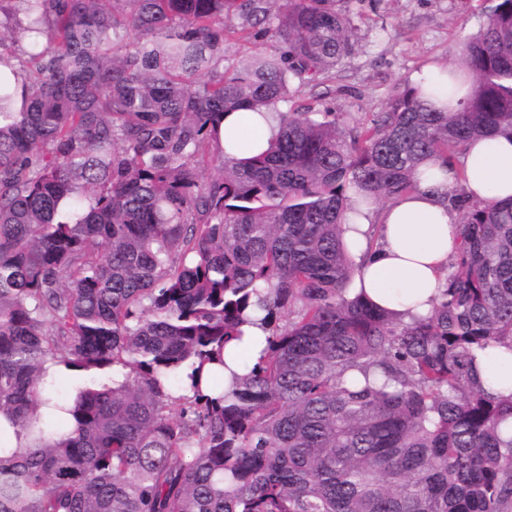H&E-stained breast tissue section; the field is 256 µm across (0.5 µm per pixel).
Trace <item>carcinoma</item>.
<instances>
[{
    "label": "carcinoma",
    "instance_id": "carcinoma-1",
    "mask_svg": "<svg viewBox=\"0 0 512 512\" xmlns=\"http://www.w3.org/2000/svg\"><path fill=\"white\" fill-rule=\"evenodd\" d=\"M336 2L0 0L25 74L0 84V512H512V199L450 197L408 321L348 293L341 230L512 132V0L463 44L458 111L412 86L352 127L279 109L352 53ZM231 14L274 44L225 68ZM241 109L278 118L256 155L220 143ZM50 364L90 380L63 396ZM268 332L261 322L245 327V343L237 348L240 358L255 362L259 357V351L264 345L265 336Z\"/></svg>",
    "mask_w": 512,
    "mask_h": 512
}]
</instances>
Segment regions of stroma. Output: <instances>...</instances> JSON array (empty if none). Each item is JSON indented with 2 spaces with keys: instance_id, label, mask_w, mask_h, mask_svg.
<instances>
[{
  "instance_id": "1",
  "label": "stroma",
  "mask_w": 512,
  "mask_h": 512,
  "mask_svg": "<svg viewBox=\"0 0 512 512\" xmlns=\"http://www.w3.org/2000/svg\"><path fill=\"white\" fill-rule=\"evenodd\" d=\"M487 0H342L355 25L354 49L335 72L305 87L292 106H335L343 125L383 111L431 61L461 63L464 41L483 22Z\"/></svg>"
}]
</instances>
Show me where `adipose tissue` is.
I'll return each instance as SVG.
<instances>
[{"mask_svg": "<svg viewBox=\"0 0 512 512\" xmlns=\"http://www.w3.org/2000/svg\"><path fill=\"white\" fill-rule=\"evenodd\" d=\"M225 131L254 133V148L266 149L277 130L272 113L225 114ZM462 177L431 164L412 193L385 205H357L344 223L345 241L359 270L356 289L377 305L408 315L429 312L440 294L443 272L452 260L458 210L448 190L461 186L473 202L490 204L512 198V135L478 138L461 158Z\"/></svg>", "mask_w": 512, "mask_h": 512, "instance_id": "ef3b65f1", "label": "adipose tissue"}]
</instances>
